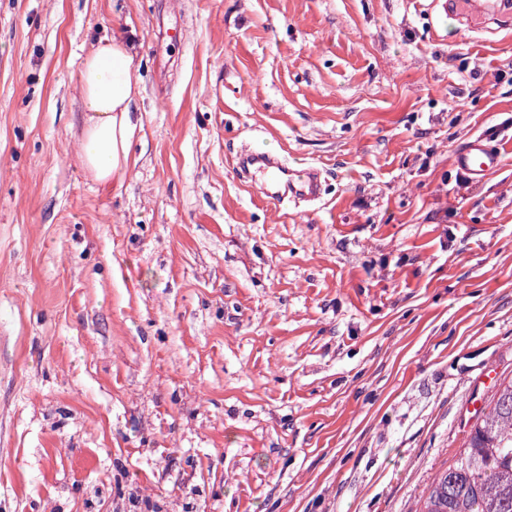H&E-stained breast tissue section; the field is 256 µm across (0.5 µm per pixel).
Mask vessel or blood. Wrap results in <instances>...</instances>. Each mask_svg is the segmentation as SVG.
Returning <instances> with one entry per match:
<instances>
[{
    "mask_svg": "<svg viewBox=\"0 0 512 512\" xmlns=\"http://www.w3.org/2000/svg\"><path fill=\"white\" fill-rule=\"evenodd\" d=\"M449 20L480 36H493L512 29V0H436ZM456 168L470 178L481 179L502 164L500 150L490 148L479 136L469 138L453 156ZM240 172L257 187L261 201L280 205L284 201L309 202L322 195L321 176L312 167L297 168L279 157L244 151L238 159Z\"/></svg>",
    "mask_w": 512,
    "mask_h": 512,
    "instance_id": "b4317fda",
    "label": "vessel or blood"
}]
</instances>
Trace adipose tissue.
<instances>
[{
    "label": "adipose tissue",
    "mask_w": 512,
    "mask_h": 512,
    "mask_svg": "<svg viewBox=\"0 0 512 512\" xmlns=\"http://www.w3.org/2000/svg\"><path fill=\"white\" fill-rule=\"evenodd\" d=\"M79 89L82 166L93 181L107 186L128 170L133 110L141 94L129 45L115 37L99 38L82 63Z\"/></svg>",
    "instance_id": "adipose-tissue-1"
}]
</instances>
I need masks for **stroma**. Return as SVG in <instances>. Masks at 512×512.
Listing matches in <instances>:
<instances>
[{
	"label": "stroma",
	"instance_id": "35a3bbf8",
	"mask_svg": "<svg viewBox=\"0 0 512 512\" xmlns=\"http://www.w3.org/2000/svg\"><path fill=\"white\" fill-rule=\"evenodd\" d=\"M134 45L130 170L78 74ZM500 146L474 180L467 138ZM316 168L262 204L245 149ZM512 374V31L430 0H0V512H413ZM79 89L82 166L93 181L108 186L128 170L132 112L141 94L129 45L115 37L99 38L82 63ZM453 164L470 178L482 179L500 168L502 152L490 148L482 137L475 136L469 138L454 154Z\"/></svg>",
	"mask_w": 512,
	"mask_h": 512
}]
</instances>
